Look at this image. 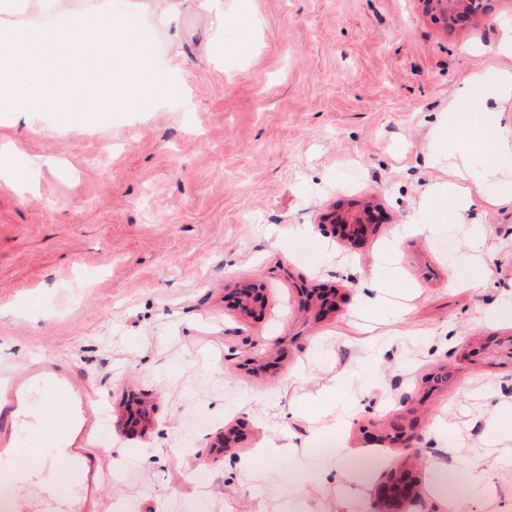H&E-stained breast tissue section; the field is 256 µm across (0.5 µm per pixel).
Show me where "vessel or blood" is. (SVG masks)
<instances>
[{"label":"vessel or blood","mask_w":512,"mask_h":512,"mask_svg":"<svg viewBox=\"0 0 512 512\" xmlns=\"http://www.w3.org/2000/svg\"><path fill=\"white\" fill-rule=\"evenodd\" d=\"M76 422L91 445L107 418L99 400L88 397L68 369L39 356L0 373V468L21 471L18 451L26 440L47 449L43 468L62 458L81 477L71 496L47 501L38 512H100L106 459L69 445Z\"/></svg>","instance_id":"1"}]
</instances>
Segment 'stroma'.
<instances>
[{
	"mask_svg": "<svg viewBox=\"0 0 512 512\" xmlns=\"http://www.w3.org/2000/svg\"><path fill=\"white\" fill-rule=\"evenodd\" d=\"M180 9L179 40L159 33L154 50L182 95L63 135L49 112L0 117V138L62 162L32 194L0 182V370L47 355L109 405L103 512H336L330 489L289 475L335 434L365 458V431L398 416L419 423L408 512H441L430 488L460 452L471 512L488 484L512 512V471L485 445L512 409V156L469 155L463 223L429 196L458 175L457 140L436 137L463 76L481 75V111L512 134L497 82L512 0L453 28L423 0H224L220 22ZM365 201L381 215L365 241L335 237L324 216ZM417 213L434 234L388 251ZM384 270L411 297L359 310ZM246 284L266 290L251 315L230 298ZM302 285L336 289V312H301ZM330 387L326 410L304 411ZM131 395L145 432L122 426ZM233 428L239 443L216 449ZM271 444L288 455L260 459Z\"/></svg>",
	"mask_w": 512,
	"mask_h": 512,
	"instance_id": "stroma-1",
	"label": "stroma"
}]
</instances>
